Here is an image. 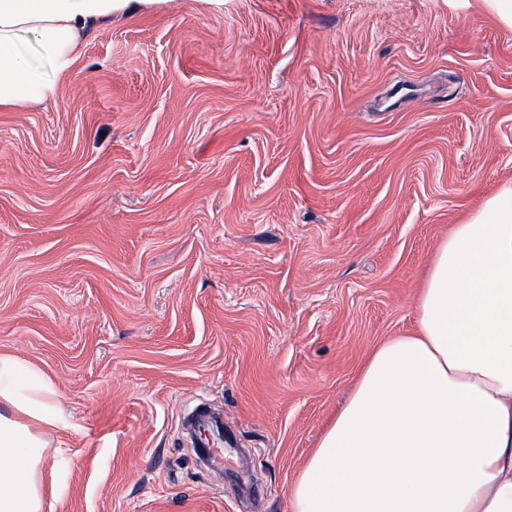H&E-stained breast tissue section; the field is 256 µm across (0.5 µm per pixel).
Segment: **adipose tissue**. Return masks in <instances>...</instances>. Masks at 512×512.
Masks as SVG:
<instances>
[{
	"instance_id": "adipose-tissue-1",
	"label": "adipose tissue",
	"mask_w": 512,
	"mask_h": 512,
	"mask_svg": "<svg viewBox=\"0 0 512 512\" xmlns=\"http://www.w3.org/2000/svg\"><path fill=\"white\" fill-rule=\"evenodd\" d=\"M159 2L0 0V107L53 98L87 28ZM63 422L43 375L1 355L0 512H42ZM289 498L291 512H512V182L438 244L415 331L369 354Z\"/></svg>"
}]
</instances>
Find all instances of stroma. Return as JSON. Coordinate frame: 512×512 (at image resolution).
Masks as SVG:
<instances>
[{"mask_svg":"<svg viewBox=\"0 0 512 512\" xmlns=\"http://www.w3.org/2000/svg\"><path fill=\"white\" fill-rule=\"evenodd\" d=\"M512 181L480 0H166L0 108V355L52 384L43 512H290L452 225ZM207 406L236 450L207 468Z\"/></svg>","mask_w":512,"mask_h":512,"instance_id":"obj_1","label":"stroma"}]
</instances>
